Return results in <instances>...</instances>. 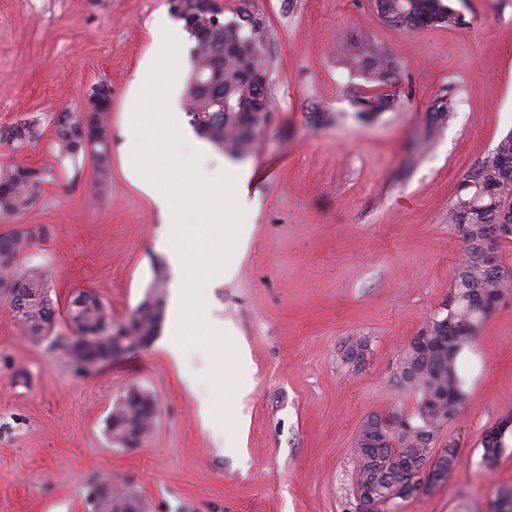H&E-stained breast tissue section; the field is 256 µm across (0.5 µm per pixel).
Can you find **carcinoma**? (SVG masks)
<instances>
[{
    "mask_svg": "<svg viewBox=\"0 0 512 512\" xmlns=\"http://www.w3.org/2000/svg\"><path fill=\"white\" fill-rule=\"evenodd\" d=\"M381 20L405 32L457 23L454 11L443 0H376ZM211 17L201 16L209 34L196 40L192 50V73L213 77L216 87L205 91L189 81L184 110L190 125L202 138L228 154L240 157L253 143L268 115L252 111L260 96L270 98V58L266 27L248 25L241 19L228 22V34L211 28ZM231 49L221 54L223 38ZM349 66L376 87L394 79L399 60L388 50L361 44L347 58ZM225 90L234 101L233 110L218 112L212 107L213 94ZM111 104L96 112H62L57 117L56 145L59 161L73 163L89 154L95 165V181L89 196L102 195L112 183ZM38 137L36 124L15 126L0 139L21 148ZM55 175L53 167L25 163L0 164V219L18 217L30 210L44 185ZM451 223L462 227L467 259L458 268L451 286L446 314L426 324L402 354L394 373L396 384L417 398L413 414L406 416L408 428H386L382 415L371 414L385 434L377 447L356 445L358 471L356 497L371 491L379 502L375 512L411 496L397 491L398 477L406 470L429 465L428 478L437 486L448 478L458 457L459 442H444L447 456L432 461L424 437H436L448 420L458 416L467 398V381L461 373L460 355L472 342L496 302L512 293V272L499 265L487 267L477 251L490 236L495 244L512 239V133L502 137L495 148L479 161L460 185L448 212ZM43 224H20L0 235V289L9 288V303L26 336L34 343L50 338L55 310L47 295L48 272L40 266L22 268L19 255L43 240ZM165 277L155 270L152 289L121 324L112 323V312L90 291L79 292L67 308L70 321L80 337L57 336L53 346L79 372L97 360L112 358L119 347L127 352L149 345L158 336L164 311ZM156 402L144 389H133L117 399L106 420V432L113 444L136 448L149 435ZM505 423L485 434L483 460L496 465L504 447ZM144 498L129 486L104 483L95 487L91 512H147Z\"/></svg>",
    "mask_w": 512,
    "mask_h": 512,
    "instance_id": "cac0c4a2",
    "label": "carcinoma"
}]
</instances>
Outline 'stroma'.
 Returning a JSON list of instances; mask_svg holds the SVG:
<instances>
[{
  "instance_id": "1",
  "label": "stroma",
  "mask_w": 512,
  "mask_h": 512,
  "mask_svg": "<svg viewBox=\"0 0 512 512\" xmlns=\"http://www.w3.org/2000/svg\"><path fill=\"white\" fill-rule=\"evenodd\" d=\"M248 2L269 30L271 106L249 154L258 214L235 275L206 279L204 313L230 324L252 372L248 419L233 447L214 440L198 415L214 402L220 349L169 355L168 328L146 347L75 373L50 342L24 340L0 300V512H89L91 486L109 477L136 488L149 512H356L355 442L373 413H413L396 365L425 323L441 314L465 256L448 209L458 185L512 132V0H448L453 26L406 33L384 24L375 0H223L232 19ZM168 0H0V129L34 119L25 148L0 142V164L53 166L55 117L80 107L91 87L112 88V185L85 202L91 159L66 165L17 224H43L25 253L52 272L53 333L79 291L94 292L120 323L162 268L167 229L125 171L131 81L153 46ZM353 39L391 50L396 82L373 87L343 60ZM456 112L423 141L430 107L445 92ZM387 95L378 112L363 98ZM368 348L357 363L351 338ZM464 413L440 439L459 441L448 479L391 512H493L512 489V432L496 466L482 439L512 414V295L479 328L462 358ZM199 381L188 387L183 366ZM150 390L156 416L139 447L113 446L105 422L132 388Z\"/></svg>"
}]
</instances>
